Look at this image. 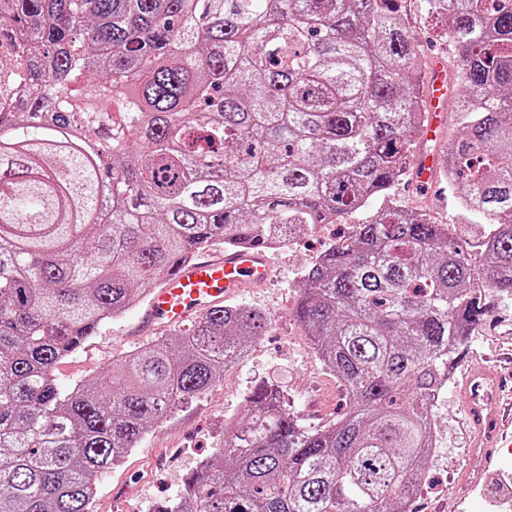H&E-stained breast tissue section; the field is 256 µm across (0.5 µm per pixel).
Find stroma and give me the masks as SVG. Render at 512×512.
I'll return each mask as SVG.
<instances>
[{"label": "stroma", "mask_w": 512, "mask_h": 512, "mask_svg": "<svg viewBox=\"0 0 512 512\" xmlns=\"http://www.w3.org/2000/svg\"><path fill=\"white\" fill-rule=\"evenodd\" d=\"M407 13L419 45L417 68L428 70L437 57L450 59L444 21L429 12L426 0H407ZM394 201L419 206L447 224L460 221L455 196L447 184L440 182L422 192L403 182L392 196L376 197L368 208L346 215L340 224L317 228L290 245L270 251L269 281L259 288L244 289L231 300L232 305L268 315L264 335L249 346L243 361L225 370L219 384L150 427L121 466L99 476L92 512H154L178 495L186 478L203 461L213 459L224 440L225 418L240 416L246 396L260 381L278 382L293 411L311 426L332 423L342 413L346 391L319 360L293 315L296 285L303 267L318 257L339 227L369 221ZM144 311L140 304L112 319L76 354L62 361L56 369L60 386L67 389L78 383H95L113 360L174 337L171 328L140 332L138 323ZM511 352L512 304L501 303L474 329L453 380L437 404L434 456L423 478L422 492L411 505L412 512H512V496L502 495L503 486L512 487V450L498 449L490 461L474 454L472 434L458 397L470 367ZM488 473L498 475L499 485L484 482Z\"/></svg>", "instance_id": "stroma-1"}]
</instances>
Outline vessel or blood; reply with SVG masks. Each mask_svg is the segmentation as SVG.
Returning a JSON list of instances; mask_svg holds the SVG:
<instances>
[{
	"label": "vessel or blood",
	"instance_id": "obj_1",
	"mask_svg": "<svg viewBox=\"0 0 512 512\" xmlns=\"http://www.w3.org/2000/svg\"><path fill=\"white\" fill-rule=\"evenodd\" d=\"M453 76L443 60H435L428 73V123L420 132L425 144L436 141L449 108V88ZM437 171L436 153L417 151L414 158V182L424 185ZM269 272L265 249L250 247L225 253L219 259H198L180 265L166 276L152 294L140 325L144 331L158 327H175L192 316L205 314L216 305L235 296L242 288L260 286ZM476 442L485 448L493 447L512 431V417L502 411L512 406V387L497 369L484 367L470 372L462 389Z\"/></svg>",
	"mask_w": 512,
	"mask_h": 512
}]
</instances>
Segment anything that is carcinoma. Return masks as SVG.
Listing matches in <instances>:
<instances>
[{
	"label": "carcinoma",
	"mask_w": 512,
	"mask_h": 512,
	"mask_svg": "<svg viewBox=\"0 0 512 512\" xmlns=\"http://www.w3.org/2000/svg\"><path fill=\"white\" fill-rule=\"evenodd\" d=\"M400 0H11L0 107V512L96 482L202 396L266 314L218 305L64 390L55 370L215 244L289 243L414 175L427 120ZM455 48L441 147L477 227L391 210L302 269L294 315L348 394L311 427L260 382L157 512H411L468 336L512 302V0H427Z\"/></svg>",
	"instance_id": "obj_1"
}]
</instances>
